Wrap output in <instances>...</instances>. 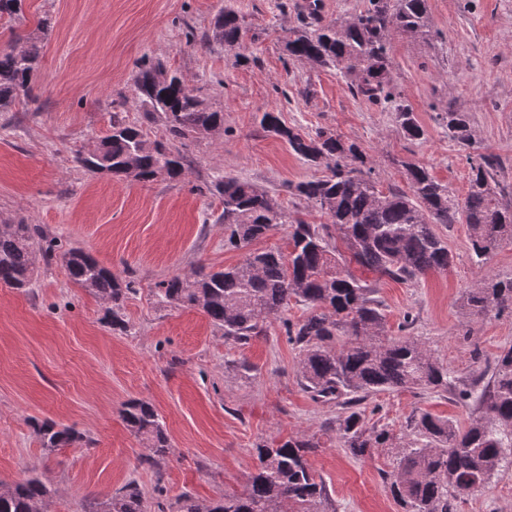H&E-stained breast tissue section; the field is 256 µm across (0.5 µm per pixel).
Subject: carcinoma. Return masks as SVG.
<instances>
[{
    "mask_svg": "<svg viewBox=\"0 0 512 512\" xmlns=\"http://www.w3.org/2000/svg\"><path fill=\"white\" fill-rule=\"evenodd\" d=\"M299 25L288 30V55L314 67H332L350 79L354 94L372 104L389 106L404 134L423 136L414 112L390 78L391 41L402 36L432 40L428 0H366L363 10L341 21L324 24L318 0H308L299 12ZM243 20L224 7L207 39L244 57ZM27 47L0 52V112H9L32 91L42 43L25 36ZM157 66L139 67L137 98L147 113L161 122L163 136L147 139L135 126L112 115L109 133L94 149L78 154L84 168L102 157L107 174L121 179L151 181L159 175L180 180L191 166L182 148L219 129L220 112H212L177 75L159 81ZM452 138L472 143L468 114L453 107L442 115ZM263 131L288 144L304 162L324 167L328 175L303 181L292 194L318 207L328 219L310 224L291 216L268 190L225 175L214 189L222 198L224 244L236 249L252 245L279 224L291 225L290 251L255 249L242 262L224 270L174 274L156 285L159 302L171 307L198 308L224 338L247 343L262 332L264 322L282 313L292 301L311 309L305 319L285 322L288 341L299 348L298 372L304 389L320 401L343 399L347 416L337 429L338 439L354 457L363 458L390 441L389 432L367 426L359 408L369 395L394 389H448V367L425 343L410 337L387 336L385 316L374 288L354 273L351 264L395 281H412L451 263L448 242L438 224L469 229L470 250L478 261L504 244H512V204L498 193L494 179L500 165L492 155L471 163L466 197L458 199L423 164H403L408 190L383 191L368 166L366 152L355 142L318 129L305 133L285 124L278 112H265ZM340 238L349 252L332 245ZM44 242L38 224L20 220L0 228V283L27 287L35 256L64 264L70 280L107 304L112 328L124 330L122 303L134 291L99 264L88 252L69 247L60 252ZM468 320L493 312L512 313V278H484L465 293ZM464 399L475 398L483 415L461 430L451 421L420 413L410 418L416 446L404 449L390 475V491L404 512H452L450 493L468 495L489 481L512 453V346L497 357L491 383L480 392L463 389ZM121 416L149 450L146 461L167 453L168 438L155 407L129 400ZM44 448H65L82 436L53 421L34 422ZM320 447L315 438L296 437L278 444L257 446L259 467L246 490L208 505L183 494L179 512H324L326 487L312 472L307 455ZM51 489L39 475L0 490V512H46ZM164 512L151 504L135 485H126L108 497L100 512Z\"/></svg>",
    "mask_w": 512,
    "mask_h": 512,
    "instance_id": "obj_1",
    "label": "carcinoma"
}]
</instances>
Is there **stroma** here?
I'll use <instances>...</instances> for the list:
<instances>
[{"label":"stroma","instance_id":"obj_1","mask_svg":"<svg viewBox=\"0 0 512 512\" xmlns=\"http://www.w3.org/2000/svg\"><path fill=\"white\" fill-rule=\"evenodd\" d=\"M295 2L24 0L21 20L0 18V51L12 45L11 25L30 32L38 20L51 23L34 101L0 112V222L40 225L49 239L83 248L135 287L121 310L127 329L120 332L104 304L74 286L59 261L36 256L30 288L0 283V482L42 475L52 489L49 512H89L95 498L130 481L148 500L169 506L185 492L202 503L238 494L258 463V445L303 435L320 442L307 459L326 486L327 512H401L386 477L414 439L411 415L421 410L467 427L478 412L460 390L488 382L501 349L512 345V315L470 324L462 307L467 289L485 276L512 277V244L479 264L467 225L451 224L440 230L452 255L447 271L414 282L368 274L389 336L426 342L447 364L452 384L369 396L361 404L368 425L388 430L393 443L356 458L336 437L344 407L313 400L301 384L299 350L282 322L304 319L305 306L290 304L241 345L225 340L200 310L157 303L152 290L160 280L243 259V250L225 245L216 222L223 210L211 188L216 175L258 184L289 214L325 223L289 191L323 176V168L261 129L268 111L302 131L323 129L357 142L384 189L406 188L402 165L415 162L462 198L471 157L497 156V188L512 202V0H428L437 37L392 40L390 76L424 130L418 140L404 135L392 110L354 97L335 69L288 55ZM228 5L254 37L241 60L223 45L197 41ZM145 61L181 73L224 115L223 129L189 143L195 164L177 182L119 180L75 160L97 145L116 115L148 139L161 135L135 92ZM451 107L470 117V146L457 143L439 120ZM131 399L150 402L165 425L169 451L157 463L144 462L143 443L121 417ZM37 420L74 427L83 440L43 448ZM453 512H512V467L454 498Z\"/></svg>","mask_w":512,"mask_h":512}]
</instances>
